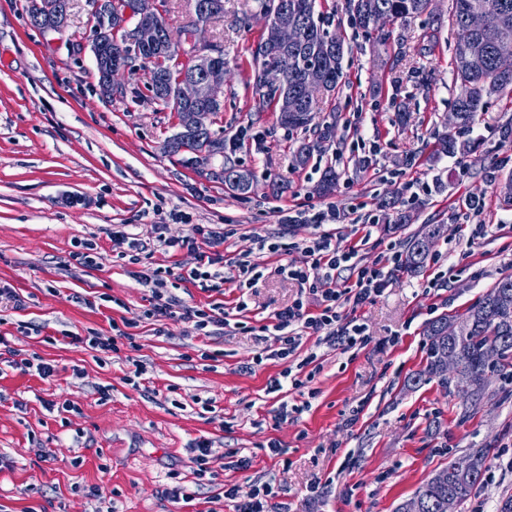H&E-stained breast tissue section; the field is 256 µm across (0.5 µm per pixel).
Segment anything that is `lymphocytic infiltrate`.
Here are the masks:
<instances>
[{
    "label": "lymphocytic infiltrate",
    "instance_id": "f902f5d3",
    "mask_svg": "<svg viewBox=\"0 0 512 512\" xmlns=\"http://www.w3.org/2000/svg\"><path fill=\"white\" fill-rule=\"evenodd\" d=\"M166 230V225H154L153 238L147 243L129 233L125 225L118 224L112 229L114 245L128 246L136 253L153 248L165 252L184 249L197 256L194 267L176 276L170 269L162 267L139 273V281L150 292L146 318L159 321L171 317L172 308L178 302L174 293L177 283H189L207 292H218L226 280L236 281L239 287L250 288L263 276L254 253H241L232 261H225L219 250L226 236L223 225L193 224L187 235L177 239L167 237ZM256 243L257 251L262 253L297 251L301 254L300 260L279 268L285 279L297 285L296 297L262 327L263 333L272 336L278 344L277 349L271 351V358L287 363L280 373L281 378L296 390L305 385L302 378L305 371L316 374L321 369L318 356L313 352L299 359L297 364H290L289 359L299 349L303 334L315 335L318 343L344 353L369 343L365 324L348 318L343 309L349 304L362 305L380 295L392 273L399 269L401 253L392 247L381 263L364 265L357 260L361 242L348 244L327 232L302 244L270 237L257 238Z\"/></svg>",
    "mask_w": 512,
    "mask_h": 512
}]
</instances>
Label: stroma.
<instances>
[{
	"label": "stroma",
	"instance_id": "obj_1",
	"mask_svg": "<svg viewBox=\"0 0 512 512\" xmlns=\"http://www.w3.org/2000/svg\"><path fill=\"white\" fill-rule=\"evenodd\" d=\"M449 7L450 0H434L433 15L387 22L392 37L382 44L350 22L345 0H318V11L341 22L346 84L335 96L318 95L306 137L315 140L329 122L336 136L300 166L274 106L257 108L245 88L252 52L265 36L260 0H224L197 49L224 55V105L209 122L225 139H238L233 159L256 173L253 191L238 197L182 156L164 153L179 119L153 99L147 68L126 74L123 95H100L87 0H71L61 34L32 27L27 0H0V282L26 301L22 310L0 303V336L57 370L50 382L11 369L0 375V512H94L89 490L98 484L111 488L114 512H233L225 487L245 492L269 479L279 488L276 512H394L449 457L473 448L492 449L500 465L457 512L478 504L496 512L498 500L512 494V396L503 397L496 382L467 411L437 380L407 383L426 366L427 322L464 311L512 274V197L503 191L512 179V141L497 133L512 118V95L489 97L472 126L450 124L459 88ZM392 58L399 61L393 69L385 65ZM444 132L471 142V152L435 155ZM330 164L340 179L335 194L322 197L315 187ZM473 200L478 210L470 209ZM312 206L338 209L342 221L323 229L345 238L376 217L358 255L365 264L423 225L446 231L433 262L414 275L395 271L380 296L356 309L368 346L343 354L303 336L301 353L322 357L311 383L316 396L309 411L283 417L281 405L305 399L295 390L268 392L285 363L255 364L275 344L253 330L297 293L276 273L289 255L264 256L263 277L244 294L230 282L220 294L190 284L179 289L183 305L230 309L223 335L208 338L178 315L144 319L149 295L136 278L149 268L191 267L193 254L155 251L133 264L114 252L111 232L126 224L145 239L163 224L178 238L187 225L172 216L184 212L196 224L231 225L223 246L231 258L260 236H317L323 229L312 224L281 225L282 210ZM399 211L405 226L388 231ZM477 224L487 232L474 241ZM90 236L99 263L67 269L73 241ZM439 260L453 265L455 277L432 288ZM79 295L94 307L76 303ZM241 297L248 308L238 313ZM240 320L250 332L234 329ZM127 321L130 336L118 337L116 350L102 358L72 342L111 334L112 324ZM134 359L147 370L137 388L124 381ZM104 386L110 399L98 393ZM45 399L69 401L76 410L61 416L42 407ZM204 402L214 408L206 418L199 414ZM201 436L212 450L210 473L200 481L188 445ZM271 441L280 443L281 455L269 453ZM236 455L251 458V467L233 468ZM173 486L193 493V501L165 497ZM211 497L216 505H208Z\"/></svg>",
	"mask_w": 512,
	"mask_h": 512
}]
</instances>
